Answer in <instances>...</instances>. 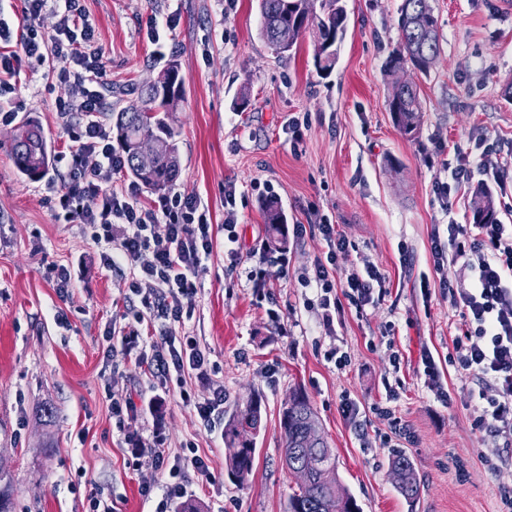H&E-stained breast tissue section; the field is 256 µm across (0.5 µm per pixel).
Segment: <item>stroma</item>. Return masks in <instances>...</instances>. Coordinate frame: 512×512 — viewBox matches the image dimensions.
<instances>
[{"label":"stroma","mask_w":512,"mask_h":512,"mask_svg":"<svg viewBox=\"0 0 512 512\" xmlns=\"http://www.w3.org/2000/svg\"><path fill=\"white\" fill-rule=\"evenodd\" d=\"M347 32L336 66L320 77L310 37L280 56L260 31L259 0H87L104 48L107 78L121 105L139 102L141 86L178 60L186 95L174 114L180 154L175 191L199 196L213 226V252L197 283L191 316L181 327L208 356V372L150 376L134 355L103 352V336L120 328L129 275L100 263L91 232L58 223L45 178L20 175L9 155L18 121L36 117L52 156L68 142L51 63L21 62L9 99L15 122H0V490L10 512H89L90 497L111 512H158L167 467L186 445L209 466L192 477L183 499L199 512H287L295 490L282 462L279 413L293 387L313 405L336 456L342 486L361 512H503L512 492V438L475 423V388L454 357L464 330L433 272L432 233L471 224L468 191L444 209L434 191L455 150L477 140L512 144V5L507 0H431L441 53L428 75L414 74L424 112L416 137L402 135L388 100L384 62L399 40L402 0H342ZM177 13L159 44L146 35L150 18ZM246 107H239L241 90ZM303 121L292 139L291 118ZM236 187V246L242 255L267 239L262 205L279 202L288 224H305L286 253L268 251V286L254 293L244 268L225 256L224 186ZM338 224L350 241L342 270L377 268L379 302L344 312L325 325L302 276L327 246L312 224ZM70 266L75 280L60 294L48 273ZM346 355L337 368L330 351ZM438 369L429 379L421 362ZM224 405L204 423L181 391ZM448 391L447 400L435 396ZM165 391L154 412L117 426L112 399ZM261 403L254 468L248 481L229 475L224 424L250 399ZM393 405L399 432L381 409ZM52 408L45 420L43 408ZM165 434V467L135 455L125 433ZM405 453L423 485L407 502L390 460ZM497 471H490V464Z\"/></svg>","instance_id":"stroma-1"}]
</instances>
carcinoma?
Listing matches in <instances>:
<instances>
[{
  "mask_svg": "<svg viewBox=\"0 0 512 512\" xmlns=\"http://www.w3.org/2000/svg\"><path fill=\"white\" fill-rule=\"evenodd\" d=\"M261 32L273 50L284 55L293 46L283 49L277 40L278 30L292 25L303 34L312 33L314 65L317 71H333L338 51L324 49L329 40L340 44L347 28V13L342 0H320L321 12H316L314 0H259ZM400 42L385 62L386 72L394 74L412 66L422 74L429 73L441 52L437 18L430 0H403L398 22ZM141 94L156 102L157 111L142 112L129 105L112 113V133L126 159V172L148 189L161 192L170 188L180 172V156L175 132L168 122V114L177 111L185 99V79L180 74L177 60L170 61L164 73L141 89ZM389 110L394 124L409 136L420 129L423 112L417 85L410 84L392 94ZM143 139L160 143L161 149L149 168L137 164L135 144ZM11 155L17 171L30 180L43 176L49 166L50 154L39 122L28 118L16 130L11 144ZM472 220L475 224H499L501 219L488 186L480 184L471 193ZM264 224L268 226L271 242L279 249L288 248L286 217L278 202L263 204ZM318 417L307 395L299 387L293 388L280 412L279 425L288 448V471L307 470L308 482L296 490L288 500V512H360L355 499L342 487L336 471V457L326 440L317 442L318 450L305 449L303 441L309 423ZM261 423V404L254 399L228 419L224 425V439L228 445V469L234 479L242 483L251 474L255 457L256 434ZM391 469L401 476L399 490L412 503L420 491V482L409 457L396 454L390 461Z\"/></svg>",
  "mask_w": 512,
  "mask_h": 512,
  "instance_id": "obj_1",
  "label": "carcinoma"
}]
</instances>
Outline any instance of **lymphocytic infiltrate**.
I'll return each instance as SVG.
<instances>
[{"label": "lymphocytic infiltrate", "mask_w": 512, "mask_h": 512, "mask_svg": "<svg viewBox=\"0 0 512 512\" xmlns=\"http://www.w3.org/2000/svg\"><path fill=\"white\" fill-rule=\"evenodd\" d=\"M22 26V32H14L0 18V43L9 46L0 51V89L19 76L22 57L51 61L58 82L69 90L68 98L56 104L66 120L69 144L55 210L66 223L91 228L103 266L129 271V291L139 304L132 322L108 343V350L137 352L141 363L160 377L204 371L206 353L193 337L176 333L213 250L201 199L172 191L147 200L135 182L113 190L112 180L124 172L125 161L112 146L111 127L101 118L110 84L85 0H25ZM317 229L328 252L315 258L303 282L315 288L329 323L341 308L342 296L364 306L374 303V285L382 275L373 267L340 273L337 257L347 252V238L326 218ZM431 251L439 286L465 320V330L454 342L459 365L480 389L495 391L479 406L476 424L511 436L512 228L480 224L471 232L466 225L450 223L445 235H433ZM458 262L473 272L471 286L445 276V267ZM145 322L157 327L158 338L144 339L139 327Z\"/></svg>", "instance_id": "obj_1"}]
</instances>
